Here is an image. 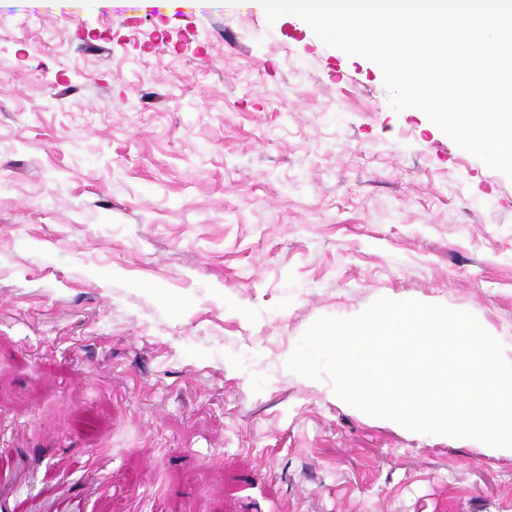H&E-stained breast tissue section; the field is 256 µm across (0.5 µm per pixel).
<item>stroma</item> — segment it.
<instances>
[{"label":"stroma","mask_w":512,"mask_h":512,"mask_svg":"<svg viewBox=\"0 0 512 512\" xmlns=\"http://www.w3.org/2000/svg\"><path fill=\"white\" fill-rule=\"evenodd\" d=\"M382 297L472 313L512 363V179L378 66L248 0H0L15 512H512V448L288 368Z\"/></svg>","instance_id":"35a3bbf8"}]
</instances>
